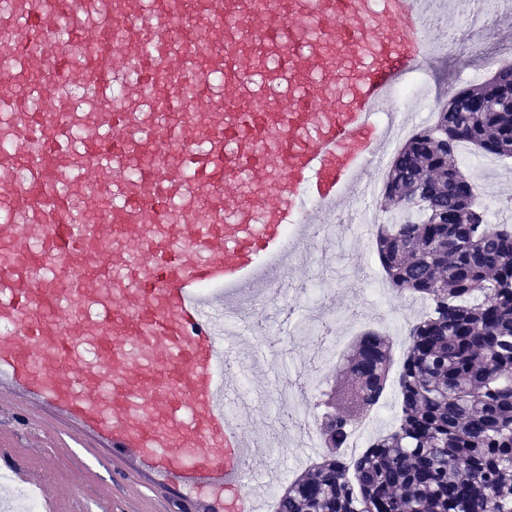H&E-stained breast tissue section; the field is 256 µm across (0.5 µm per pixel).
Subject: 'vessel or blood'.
<instances>
[{"label": "vessel or blood", "mask_w": 512, "mask_h": 512, "mask_svg": "<svg viewBox=\"0 0 512 512\" xmlns=\"http://www.w3.org/2000/svg\"><path fill=\"white\" fill-rule=\"evenodd\" d=\"M439 4L0 0V326L14 333L0 389L208 512H259L276 474L253 479L224 376L227 360L260 372L266 357L220 323L241 297L280 303L282 274L321 244L308 202L333 214L365 198L390 135L377 112L423 61ZM258 76L272 93L245 92ZM77 182L87 206L110 202L94 223ZM90 337L96 358L76 365Z\"/></svg>", "instance_id": "obj_1"}]
</instances>
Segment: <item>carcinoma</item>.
I'll return each mask as SVG.
<instances>
[{"label": "carcinoma", "instance_id": "cac0c4a2", "mask_svg": "<svg viewBox=\"0 0 512 512\" xmlns=\"http://www.w3.org/2000/svg\"><path fill=\"white\" fill-rule=\"evenodd\" d=\"M497 71L504 94L485 81L467 92L483 111L440 104L388 168L379 207L402 218L379 225L376 252L396 293L431 304L409 329L398 426L345 462L392 363L389 337L368 329L340 364L363 400L322 414L332 452L283 489L275 512H512V224L487 223L474 192L462 204L448 195L459 144L512 158V59Z\"/></svg>", "mask_w": 512, "mask_h": 512}]
</instances>
